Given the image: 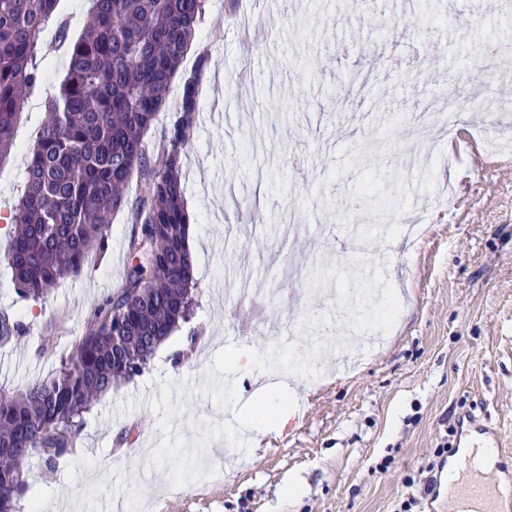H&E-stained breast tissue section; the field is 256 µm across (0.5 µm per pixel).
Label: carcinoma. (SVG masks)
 Segmentation results:
<instances>
[{"mask_svg":"<svg viewBox=\"0 0 512 512\" xmlns=\"http://www.w3.org/2000/svg\"><path fill=\"white\" fill-rule=\"evenodd\" d=\"M58 0H0V159L13 146L27 94L42 83L40 36L65 30ZM68 47L48 121L35 135L26 189L15 206L4 259L24 299H46L88 256L108 248L113 215L135 231L122 286L98 303L58 371L25 390H0V512H19L24 461L55 468L74 455L84 416L112 384L143 373L159 345L195 314L197 283L185 243L183 160L196 128L199 75L185 78L171 127L150 164L144 134L168 105L192 49L205 0H89ZM136 183L135 202L127 189Z\"/></svg>","mask_w":512,"mask_h":512,"instance_id":"carcinoma-1","label":"carcinoma"}]
</instances>
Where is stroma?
<instances>
[{"instance_id":"obj_1","label":"stroma","mask_w":512,"mask_h":512,"mask_svg":"<svg viewBox=\"0 0 512 512\" xmlns=\"http://www.w3.org/2000/svg\"><path fill=\"white\" fill-rule=\"evenodd\" d=\"M501 0H206L194 51L208 56L182 182L198 308L142 375L86 415L77 460L27 462L23 503L133 498L140 512H448L422 462L447 471L457 422L512 449V76L487 46L512 45ZM67 36H42L45 78L0 161V251L25 185L45 100L64 75L87 0H59ZM459 90L455 113L428 105ZM425 118L422 135L411 133ZM302 225L285 237L287 223ZM421 224L423 236H404ZM130 211L109 248L25 300L0 261V387L54 374L91 310L122 283ZM370 230L369 250L341 240ZM263 298L254 324L234 276ZM306 339L296 358L293 340ZM242 351L230 364L227 350ZM293 382L285 427L251 425L264 382ZM137 437L119 454V434Z\"/></svg>"}]
</instances>
